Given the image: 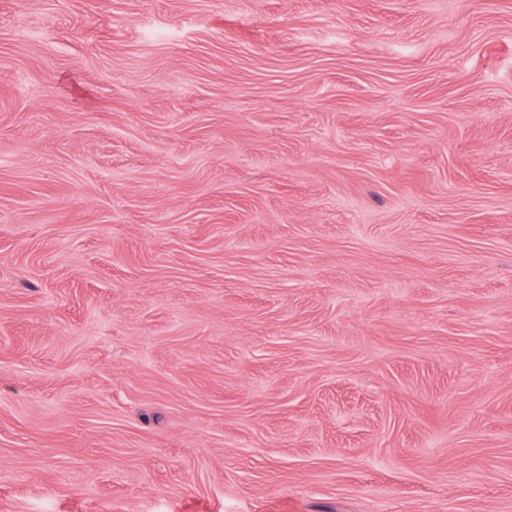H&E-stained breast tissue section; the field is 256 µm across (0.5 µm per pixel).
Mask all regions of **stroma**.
Wrapping results in <instances>:
<instances>
[{"label": "stroma", "instance_id": "stroma-1", "mask_svg": "<svg viewBox=\"0 0 512 512\" xmlns=\"http://www.w3.org/2000/svg\"><path fill=\"white\" fill-rule=\"evenodd\" d=\"M0 512H512V0H0Z\"/></svg>", "mask_w": 512, "mask_h": 512}]
</instances>
